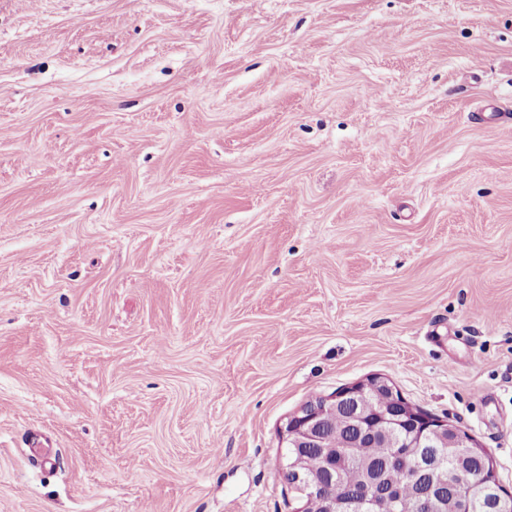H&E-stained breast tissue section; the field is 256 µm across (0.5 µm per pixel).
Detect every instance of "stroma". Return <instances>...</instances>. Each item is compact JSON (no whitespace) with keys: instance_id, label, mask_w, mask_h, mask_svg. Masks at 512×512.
<instances>
[{"instance_id":"stroma-1","label":"stroma","mask_w":512,"mask_h":512,"mask_svg":"<svg viewBox=\"0 0 512 512\" xmlns=\"http://www.w3.org/2000/svg\"><path fill=\"white\" fill-rule=\"evenodd\" d=\"M512 0H0V512H297L371 376L512 492Z\"/></svg>"}]
</instances>
